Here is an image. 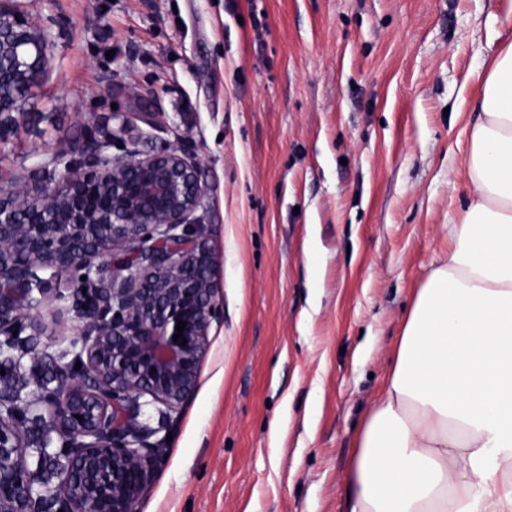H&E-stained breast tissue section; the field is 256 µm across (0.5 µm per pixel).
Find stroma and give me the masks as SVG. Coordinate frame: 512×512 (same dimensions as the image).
Returning a JSON list of instances; mask_svg holds the SVG:
<instances>
[{"instance_id": "obj_1", "label": "stroma", "mask_w": 512, "mask_h": 512, "mask_svg": "<svg viewBox=\"0 0 512 512\" xmlns=\"http://www.w3.org/2000/svg\"><path fill=\"white\" fill-rule=\"evenodd\" d=\"M50 66L0 186L112 133L200 161L216 318L140 512H345L352 442L471 192L512 0H11Z\"/></svg>"}]
</instances>
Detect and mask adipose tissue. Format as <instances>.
I'll use <instances>...</instances> for the list:
<instances>
[{
  "label": "adipose tissue",
  "instance_id": "obj_1",
  "mask_svg": "<svg viewBox=\"0 0 512 512\" xmlns=\"http://www.w3.org/2000/svg\"><path fill=\"white\" fill-rule=\"evenodd\" d=\"M478 80L471 193L355 436L347 512H512V42Z\"/></svg>",
  "mask_w": 512,
  "mask_h": 512
}]
</instances>
